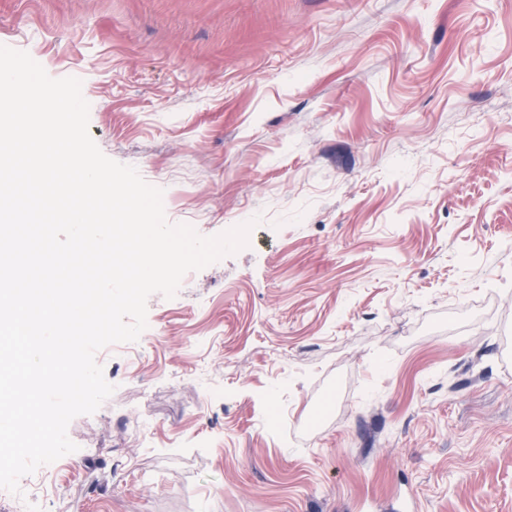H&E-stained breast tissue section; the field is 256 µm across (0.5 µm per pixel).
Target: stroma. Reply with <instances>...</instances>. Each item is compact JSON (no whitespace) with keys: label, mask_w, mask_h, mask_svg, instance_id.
<instances>
[{"label":"stroma","mask_w":512,"mask_h":512,"mask_svg":"<svg viewBox=\"0 0 512 512\" xmlns=\"http://www.w3.org/2000/svg\"><path fill=\"white\" fill-rule=\"evenodd\" d=\"M237 253L153 294L0 512H512V0H0Z\"/></svg>","instance_id":"obj_1"}]
</instances>
